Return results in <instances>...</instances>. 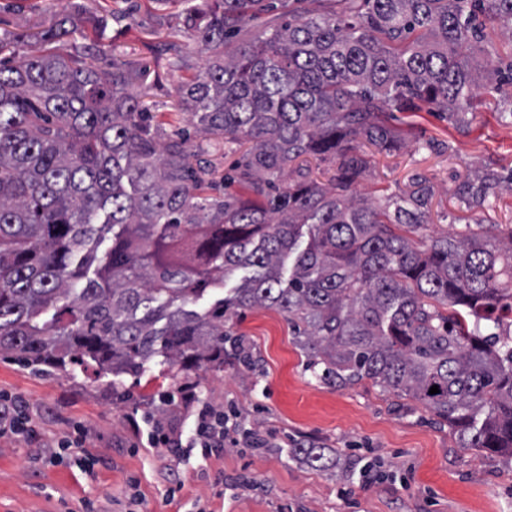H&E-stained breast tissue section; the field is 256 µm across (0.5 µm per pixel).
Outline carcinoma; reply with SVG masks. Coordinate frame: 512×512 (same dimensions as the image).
Wrapping results in <instances>:
<instances>
[{"label": "carcinoma", "instance_id": "cac0c4a2", "mask_svg": "<svg viewBox=\"0 0 512 512\" xmlns=\"http://www.w3.org/2000/svg\"><path fill=\"white\" fill-rule=\"evenodd\" d=\"M181 2L207 59L179 86L177 109L248 145L235 171L249 195L163 140L132 64L101 73L35 47L0 63V353L113 377L159 353L173 367L222 369L227 343L249 361L224 318L274 308L319 379H369L423 402L461 447L512 459V233L505 242L480 225L422 249L412 235L428 223L429 189L378 205L351 189L368 166L354 142L397 141L385 114L426 108L459 124L480 78L512 83V64L484 76L462 53L489 27L512 34V0L295 8L258 41L237 33L275 0ZM66 24L35 41L64 38ZM325 155L338 160L331 187L300 169L275 189L291 163ZM500 183L488 174L460 194L479 204ZM240 269L251 275L233 296L193 309L211 276ZM292 452L326 467L320 448Z\"/></svg>", "mask_w": 512, "mask_h": 512}]
</instances>
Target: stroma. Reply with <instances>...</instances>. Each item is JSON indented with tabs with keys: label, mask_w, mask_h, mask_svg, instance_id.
I'll list each match as a JSON object with an SVG mask.
<instances>
[{
	"label": "stroma",
	"mask_w": 512,
	"mask_h": 512,
	"mask_svg": "<svg viewBox=\"0 0 512 512\" xmlns=\"http://www.w3.org/2000/svg\"><path fill=\"white\" fill-rule=\"evenodd\" d=\"M116 7L129 10L130 26L111 24L94 36L88 17ZM63 17L71 33L46 51H91L101 70L115 61L146 69L149 102L165 130L183 135L217 175L230 172L241 148L173 109L181 82L206 61L186 30L181 0H0V40L40 33ZM511 97L512 84L481 92L462 125L440 112L393 113L388 124L406 139L392 151L365 145L370 164L354 193L377 204L426 180L428 224L418 233L425 240L479 224L512 228V191L497 188L477 207L458 194L485 172L512 175V114L497 109ZM226 328L243 337L251 366L228 356L220 371L206 364L181 371L156 356L139 375L112 381L90 364L32 369L0 354V392L19 397L39 432L0 437V512H84L89 501L99 512H512V461L461 448L421 402L368 380H320L277 311L247 310ZM185 386L238 423L233 441L205 458L195 449L153 448L138 436L156 423L192 435L193 411L173 400ZM76 426L93 470L50 458L51 442ZM297 447L330 449L328 470L294 456ZM356 460L375 465L371 484L350 471Z\"/></svg>",
	"instance_id": "1"
}]
</instances>
